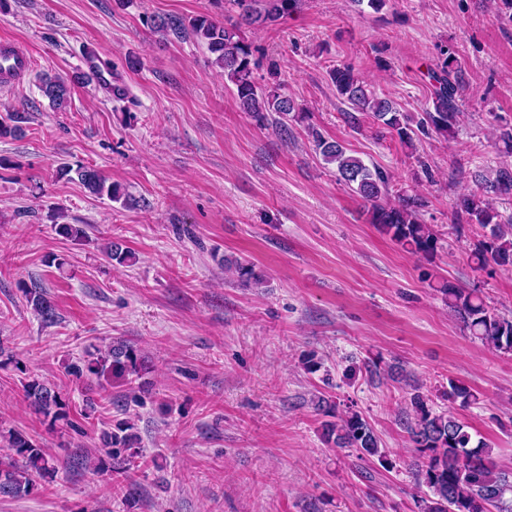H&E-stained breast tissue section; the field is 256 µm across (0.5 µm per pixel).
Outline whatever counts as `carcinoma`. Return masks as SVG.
Listing matches in <instances>:
<instances>
[{
  "label": "carcinoma",
  "instance_id": "obj_1",
  "mask_svg": "<svg viewBox=\"0 0 512 512\" xmlns=\"http://www.w3.org/2000/svg\"><path fill=\"white\" fill-rule=\"evenodd\" d=\"M301 0H224L236 14L230 23H220L208 15L189 20L178 16L147 18L153 31L164 37L178 38L186 34L205 47L211 62L224 70L225 79L234 86V96L241 111L247 112L263 126L271 125L280 135H288L285 119L298 111L295 101L282 94L279 86H262L254 69L255 49L244 35V29L276 22L288 16ZM329 79L339 98L347 102L353 113L349 118H372L377 127L398 137L401 144L414 148L419 136L434 135L451 140L456 135L462 112L458 97L462 92V70L455 52L442 49L427 76L431 85L429 104L420 112H404L386 96L378 95L371 85L360 78L348 65L329 70ZM39 91L55 109L68 105L71 82L60 76L43 75ZM314 150L325 164L336 169V178L369 206V220L396 244L414 254L432 256L438 251L439 238L432 226L421 220L425 200L406 191L391 197V176L383 169L369 167L363 160L348 152L340 142L326 138L314 125L305 127ZM79 182L92 195L119 202L125 207L136 205L119 185L108 181L95 168L62 165L57 169L60 178ZM512 198V168L500 167L494 179L477 180L476 189L462 196L455 204V224L463 227L475 224L482 239L471 251L476 269L491 266L512 268V214L505 215L495 200ZM106 255L119 264H128L135 256L111 242ZM224 273L231 274L242 284L259 281L253 263L243 258L224 260ZM448 311L463 328L481 343L503 352H512V317L498 313L485 301L481 292L459 288L447 281L436 286ZM28 303L40 319L48 324L57 321L54 302L41 286L25 289ZM146 370L143 356L134 345L118 339L105 348L85 350L78 362L69 366L68 373L77 381L114 379L129 386L140 383ZM411 398V410L403 413L402 425L417 454L414 479L426 486L431 497L421 500V512H512V469L501 467L492 449L474 440L468 427L450 412H435L429 407L428 395L419 392ZM23 391L33 412L55 424L63 421L74 426L70 406L60 389L53 383L33 379L23 383ZM448 401L466 406L478 400L468 386L448 382ZM317 410L329 416L321 424V438L331 448H349L357 458H377L386 469L392 466L386 452L380 448V438L371 424L357 411H337V405L325 397L316 401ZM0 443L15 451V456L0 459V497L21 498L33 493L34 476L55 472L54 459L27 435L17 430L0 428ZM101 447L114 465L113 471L126 472L123 463L140 452V435L133 420H119L112 429L100 435Z\"/></svg>",
  "mask_w": 512,
  "mask_h": 512
}]
</instances>
